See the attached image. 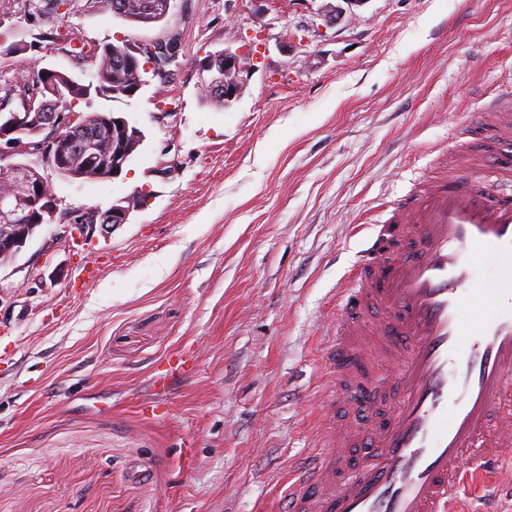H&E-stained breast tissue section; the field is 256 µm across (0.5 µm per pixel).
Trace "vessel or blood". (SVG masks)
Instances as JSON below:
<instances>
[{
	"mask_svg": "<svg viewBox=\"0 0 512 512\" xmlns=\"http://www.w3.org/2000/svg\"><path fill=\"white\" fill-rule=\"evenodd\" d=\"M499 110L484 137L508 144L512 88ZM459 150L467 167H442L362 242L337 297L324 403L365 421L324 427L284 512H464V460L512 471V193L489 190L512 182V163ZM373 305L377 327L366 322ZM368 440L374 451L349 467L346 448Z\"/></svg>",
	"mask_w": 512,
	"mask_h": 512,
	"instance_id": "obj_1",
	"label": "vessel or blood"
}]
</instances>
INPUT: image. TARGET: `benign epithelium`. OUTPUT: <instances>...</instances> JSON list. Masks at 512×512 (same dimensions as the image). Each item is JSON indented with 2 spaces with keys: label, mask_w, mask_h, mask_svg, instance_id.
<instances>
[{
  "label": "benign epithelium",
  "mask_w": 512,
  "mask_h": 512,
  "mask_svg": "<svg viewBox=\"0 0 512 512\" xmlns=\"http://www.w3.org/2000/svg\"><path fill=\"white\" fill-rule=\"evenodd\" d=\"M173 0H149L144 5V25H152L164 20L170 12ZM369 0H341L323 14L329 26H335L355 15L354 9L366 5ZM143 53L135 51V57L128 63V69L135 72L136 83L132 93L139 92L147 82L143 74L155 71L139 62ZM205 73L203 88L213 95L220 96L224 108L236 104L244 92L245 81L250 74V66L227 42L200 65ZM45 86L49 98H59L66 86L55 83L60 72L43 69ZM78 116L62 118V113L53 112H0V167L9 171L11 184L8 191H0V262L15 258L26 243L41 227L38 213L53 208L50 199L49 183L38 176L33 168L26 165L22 157L30 153L27 143V130L51 132L52 147L42 161L60 176H75L93 168L108 169V176H119L132 157L141 147L144 135L140 129L120 115L98 117L94 128L77 123ZM145 201L139 189L112 202L100 215L102 230L117 228L129 221L132 212L139 210Z\"/></svg>",
  "instance_id": "1"
}]
</instances>
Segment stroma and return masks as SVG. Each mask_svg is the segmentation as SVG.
I'll use <instances>...</instances> for the list:
<instances>
[{
    "label": "stroma",
    "mask_w": 512,
    "mask_h": 512,
    "mask_svg": "<svg viewBox=\"0 0 512 512\" xmlns=\"http://www.w3.org/2000/svg\"><path fill=\"white\" fill-rule=\"evenodd\" d=\"M175 0L161 23L67 15L60 40L147 42L170 30L168 81L99 98L144 134L117 178L41 174L62 206L149 197L85 242L46 224L0 265V512H278L327 413L318 406L336 295L360 247L429 178L468 122L512 87V0ZM0 0V78L91 67ZM254 69L229 109L200 97L225 42ZM193 368L167 393L171 358ZM343 2L346 7L338 4L329 6V9L323 14L324 21L329 26H335L345 19L352 18L355 15L354 8H360L367 4L368 0H336Z\"/></svg>",
    "instance_id": "1"
}]
</instances>
